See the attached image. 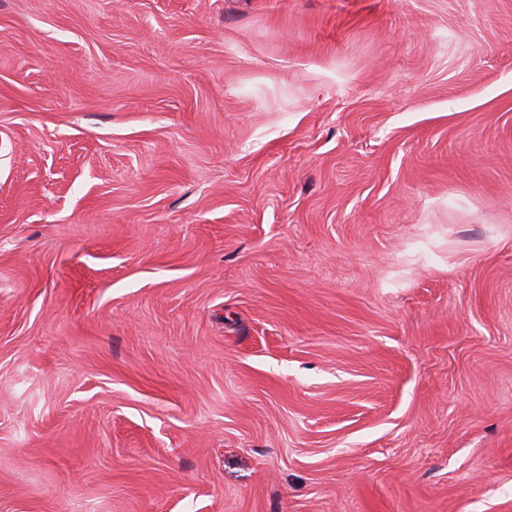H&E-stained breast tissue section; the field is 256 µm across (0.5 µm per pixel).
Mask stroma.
<instances>
[{
	"label": "stroma",
	"mask_w": 512,
	"mask_h": 512,
	"mask_svg": "<svg viewBox=\"0 0 512 512\" xmlns=\"http://www.w3.org/2000/svg\"><path fill=\"white\" fill-rule=\"evenodd\" d=\"M0 512H512V0H0Z\"/></svg>",
	"instance_id": "stroma-1"
}]
</instances>
